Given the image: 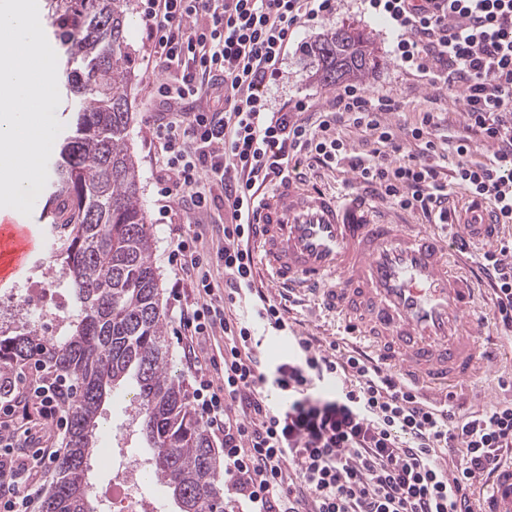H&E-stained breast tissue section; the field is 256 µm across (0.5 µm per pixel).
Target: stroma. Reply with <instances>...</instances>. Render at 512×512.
I'll list each match as a JSON object with an SVG mask.
<instances>
[{
  "label": "stroma",
  "mask_w": 512,
  "mask_h": 512,
  "mask_svg": "<svg viewBox=\"0 0 512 512\" xmlns=\"http://www.w3.org/2000/svg\"><path fill=\"white\" fill-rule=\"evenodd\" d=\"M342 26H349L364 33L381 60L380 65L362 81L361 86L369 91L390 93L399 102V111L387 117L389 123L396 125L412 120L415 112L427 107L431 98L437 97L441 100L440 109L444 113L443 126L463 128L460 92L448 90L443 83H432L430 77L399 66L391 53L393 35L389 24L377 16L368 14L364 9L363 0H337L335 14L311 22L300 31L295 41L291 43L282 65V78L268 89L273 107L292 105L299 101L304 102L312 113L320 112L327 107L335 92L311 79L308 60L303 55L301 47ZM128 42L133 52V67L137 76L136 81L129 85L127 90L133 112L129 144L138 160L141 202L148 221L153 226L152 262L160 276L162 306L168 311L172 308L171 287L175 275L166 257L169 226L159 212L155 187V148L149 143V126L164 110L160 100L152 96L151 86L162 81L164 74L155 63L151 44L144 33L140 0H133L131 5ZM283 305L284 317L296 333L316 337L325 346L335 341V327L325 319L312 301L292 298L284 300ZM127 396L128 392L124 389L112 391L106 396L97 432L102 435L110 430L116 434H124L125 447L140 449L144 447L145 442L137 428L128 425L123 412ZM510 399L512 369L498 365L485 372L474 385L458 392L453 406L457 413L464 415Z\"/></svg>",
  "instance_id": "stroma-1"
}]
</instances>
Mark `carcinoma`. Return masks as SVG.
I'll return each instance as SVG.
<instances>
[{"label":"carcinoma","mask_w":512,"mask_h":512,"mask_svg":"<svg viewBox=\"0 0 512 512\" xmlns=\"http://www.w3.org/2000/svg\"><path fill=\"white\" fill-rule=\"evenodd\" d=\"M131 0H49L59 81L75 114L52 162L48 192L62 274L78 312L61 337L34 330L0 336V394L17 369L40 362L72 385L64 399L66 451L41 512H89L87 465L108 389L133 382L136 425L152 460L150 476L179 512H224L220 455L169 371L160 280L151 261L152 225L140 199L129 146L127 95L135 78L127 42ZM311 78L325 87L361 80L377 64L364 34L328 32L306 45Z\"/></svg>","instance_id":"1"}]
</instances>
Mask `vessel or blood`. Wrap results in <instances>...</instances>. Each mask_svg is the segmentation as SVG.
<instances>
[{"mask_svg":"<svg viewBox=\"0 0 512 512\" xmlns=\"http://www.w3.org/2000/svg\"><path fill=\"white\" fill-rule=\"evenodd\" d=\"M254 239L275 287L314 297L341 318L353 347L429 395L468 383L498 362L494 337L478 336L480 295L447 238L382 217L366 192L335 193L288 176L257 194ZM495 208H468L461 222L486 247ZM28 223L0 221V251L19 274L35 249ZM486 512H512V460L486 478Z\"/></svg>","mask_w":512,"mask_h":512,"instance_id":"1","label":"vessel or blood"}]
</instances>
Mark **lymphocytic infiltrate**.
<instances>
[{"mask_svg": "<svg viewBox=\"0 0 512 512\" xmlns=\"http://www.w3.org/2000/svg\"><path fill=\"white\" fill-rule=\"evenodd\" d=\"M367 2L396 33V61L424 74L446 70L466 104L465 134L435 137L431 109L393 126L386 116L398 102L353 85L314 122L304 104L271 107L268 87L297 31L333 14L335 0H146L142 9L167 75L154 94L177 107L151 127L160 210L224 207L215 257L198 250L195 225L171 227L174 286L192 290L171 321L194 407L224 451V489L246 512H479L478 480L512 447V402L459 416L372 366L365 352L324 349L312 336L294 337L277 362L262 353L265 334L290 327L256 285L250 205L255 190L273 188L291 166L350 167L379 198L436 224L448 223L459 189L492 202L499 223L512 224V0ZM334 126L365 132L368 156L349 155ZM475 134L492 148L480 160ZM407 138L417 146L410 154ZM448 159L446 182L439 164ZM511 254L512 240L500 238L476 258L495 297L493 320L507 333ZM219 334L223 346L205 350ZM61 402L59 390L43 385L0 401V512H36L39 476L55 451L34 442L41 422L66 427Z\"/></svg>", "mask_w": 512, "mask_h": 512, "instance_id": "f902f5d3", "label": "lymphocytic infiltrate"}]
</instances>
